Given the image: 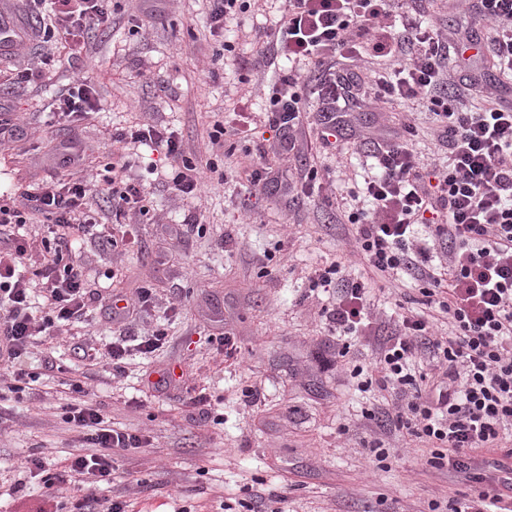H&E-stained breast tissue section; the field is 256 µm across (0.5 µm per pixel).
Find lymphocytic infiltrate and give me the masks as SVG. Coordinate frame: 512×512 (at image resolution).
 <instances>
[{"instance_id": "1", "label": "lymphocytic infiltrate", "mask_w": 512, "mask_h": 512, "mask_svg": "<svg viewBox=\"0 0 512 512\" xmlns=\"http://www.w3.org/2000/svg\"><path fill=\"white\" fill-rule=\"evenodd\" d=\"M416 0H285L273 34L272 51L290 68L265 97V125L278 153L296 149L306 99L319 100L315 121L323 137H338L349 122L353 98L379 104L388 100L419 102L429 112L439 137L448 145V164L440 167L415 151L413 125L373 142L375 173L365 182L370 211H352L360 260L374 277L400 273L419 286L423 307L406 309L383 338L374 374L354 367L360 391L378 387L393 397L391 408L374 414L380 433L371 451L386 461L385 434L406 431L426 442L427 465L462 474L472 493L457 498L451 512H512V104L501 87L486 86L480 102L469 89L448 87V57L469 49L489 57L499 74L512 76V0H460L464 14L489 25L483 43H449L440 27L426 22ZM41 14L43 46L36 64L18 71L13 81L42 80L56 53L77 59L90 46L91 34L112 24V0H25ZM349 76L336 75L337 60ZM95 82L76 78L53 103L54 116L83 117L98 111ZM252 142L256 159L245 170L247 182L264 189L276 177L265 166V144L256 143L249 121L215 120L212 143ZM116 142L148 148L170 162L165 182L184 200L197 198L206 174H221L217 159L185 157L175 132L132 125ZM86 157L64 155L65 177L29 186L20 204L0 201V233L14 244L0 250V383L23 393L28 375L22 362L37 337H54L58 323H75L91 301L75 243L99 224L93 196L106 190L112 212L110 244L135 246L127 221L145 212L144 186L115 170L106 186L90 178ZM40 217L51 236L43 242L39 269H25L31 246L22 233L30 217ZM442 261L431 265L430 250ZM313 287L336 286L333 307L324 309L329 332L355 338L371 325L370 280L348 279L341 262L316 268ZM448 321V334L434 333V321ZM430 371L418 368L421 358ZM63 419L80 435L89 452L71 459L63 470L46 469L37 458L25 469L39 479L46 496L58 485L77 480L78 494L68 512H129L127 501L111 497L117 452L149 447L147 435L118 431L89 398L82 385L69 387ZM502 452V460L477 458V449Z\"/></svg>"}]
</instances>
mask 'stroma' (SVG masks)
Masks as SVG:
<instances>
[{
    "label": "stroma",
    "instance_id": "35a3bbf8",
    "mask_svg": "<svg viewBox=\"0 0 512 512\" xmlns=\"http://www.w3.org/2000/svg\"><path fill=\"white\" fill-rule=\"evenodd\" d=\"M282 0H253L231 33L212 32L206 0H120L112 25L92 35V50L39 86H0V107L14 112L29 137L0 145V193L10 194L60 171L61 143L79 138L89 160L110 162L116 130L146 120L175 131L191 157H207L214 116L252 115L264 132V89L286 63L245 69L274 29ZM236 56L212 59L225 38ZM97 83L100 111L79 124H46L57 92L79 76ZM417 127L415 150L445 162L428 113L394 102L377 111L356 109L343 133L342 153L324 151L316 126L303 127L291 156V172L314 166L329 184L314 200L288 206L278 187L251 195L239 181L206 176L204 192L187 201L170 193L144 162L131 159L127 173L147 191V215L136 217L141 249L128 252L99 236L80 249L90 295L133 293L148 287L155 302L125 323L91 306L84 322L61 327L53 345L35 344L25 368L34 373L22 397L0 393V489L24 488L0 499V512H51L37 481L24 472L26 456L58 470L83 451L77 432L61 418L59 399L81 383L113 428L150 437V448L118 458L113 496L137 512H221L261 493L269 512H429L433 501L456 498L468 484L452 471L425 465L417 441L397 442L390 466L377 468L367 444L369 411L390 406L383 390L358 391L353 367L371 369L378 339L354 342L341 368H323L336 351L320 310L335 291L310 290L309 276L339 260L345 277L367 269L352 251L347 225L338 221L372 173L362 139L397 131L402 118ZM195 215L197 225L186 222ZM413 280H375L372 301L378 323L393 326L395 306L420 302ZM168 342L157 352L133 354L113 368L105 345L112 337L135 339L155 327ZM236 334L238 359H225L208 338ZM87 350L89 359L79 357ZM260 387L257 404L242 391ZM205 389L223 423L200 414L191 397Z\"/></svg>",
    "mask_w": 512,
    "mask_h": 512
}]
</instances>
